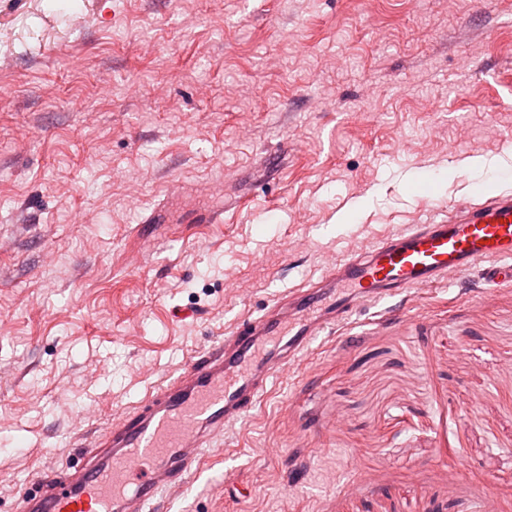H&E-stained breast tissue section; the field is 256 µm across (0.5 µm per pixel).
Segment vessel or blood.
<instances>
[{
  "instance_id": "obj_1",
  "label": "vessel or blood",
  "mask_w": 512,
  "mask_h": 512,
  "mask_svg": "<svg viewBox=\"0 0 512 512\" xmlns=\"http://www.w3.org/2000/svg\"><path fill=\"white\" fill-rule=\"evenodd\" d=\"M479 269L512 285V194L463 202L427 223L331 262L261 314L236 319L103 431L76 435L77 461L43 471L15 512H169L170 496L201 471L225 429L243 419L276 375L322 332L360 307Z\"/></svg>"
}]
</instances>
